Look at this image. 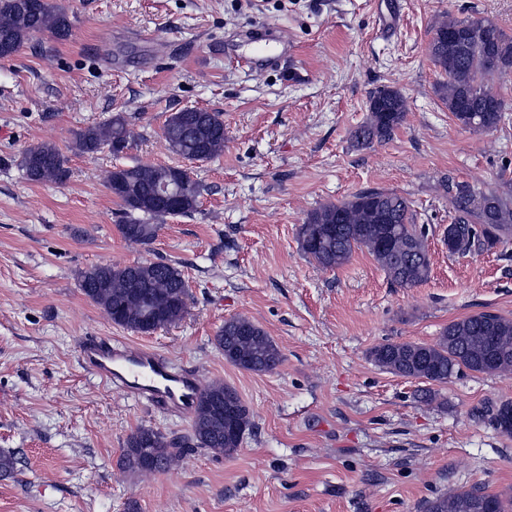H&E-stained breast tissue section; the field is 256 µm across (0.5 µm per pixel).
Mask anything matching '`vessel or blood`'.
Returning a JSON list of instances; mask_svg holds the SVG:
<instances>
[{"mask_svg":"<svg viewBox=\"0 0 512 512\" xmlns=\"http://www.w3.org/2000/svg\"><path fill=\"white\" fill-rule=\"evenodd\" d=\"M249 43V54L235 55L234 60L252 69L280 64L291 54L287 39L268 28L251 36ZM80 360L88 372L116 389L179 419L192 416L203 390L197 373L172 372L162 353L139 344L91 338L82 344Z\"/></svg>","mask_w":512,"mask_h":512,"instance_id":"b4317fda","label":"vessel or blood"}]
</instances>
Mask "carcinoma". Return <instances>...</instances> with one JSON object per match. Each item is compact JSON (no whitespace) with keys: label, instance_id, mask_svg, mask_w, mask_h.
Instances as JSON below:
<instances>
[{"label":"carcinoma","instance_id":"1","mask_svg":"<svg viewBox=\"0 0 512 512\" xmlns=\"http://www.w3.org/2000/svg\"><path fill=\"white\" fill-rule=\"evenodd\" d=\"M48 33L57 39L70 35L66 9L57 0H0V58H7L34 36ZM433 65L445 75L438 93L456 122L473 131L495 129L502 119L504 100L489 84H478L475 74L489 79L512 73V38L487 18L447 16L434 29L428 46ZM406 99L397 89L382 85L369 92L367 122L354 133L357 145L384 142L403 123ZM133 137L128 118L118 113L104 123L77 134V147L93 155L108 147L117 153ZM168 150L189 162L206 161L224 152V120L218 112H174L163 128ZM26 179L36 183H63L69 177L67 159L54 146L29 149L20 161ZM176 190L172 205L156 202L159 187ZM107 185L124 207L125 220L117 225L129 244L148 245L160 222L168 216L196 211L202 186L188 169L136 164L115 167ZM452 210L448 224V253L466 256L490 250L512 236V189L484 191L467 182L446 185ZM303 252L325 269L348 263L353 252L368 250L390 281L411 288L428 279L430 261L425 233L417 227L411 202L396 193L366 190L350 198L319 206L301 225ZM83 295L115 325L150 334L172 326L185 315L188 286L182 271L165 262L123 267L97 264L81 273ZM224 360L239 369L263 373L276 369L283 355L263 328L245 316L224 321L215 336ZM371 357L380 368L407 378L445 382L463 368L482 374L512 373V319L485 311L451 321L433 345L386 343ZM499 430L512 436V402L495 414ZM252 426V413L236 389L222 382L205 386L191 421V432L178 439L141 427L122 449V466L145 476L167 469L186 447L205 448L232 456ZM512 512V499L481 488L461 490L427 501L425 512Z\"/></svg>","mask_w":512,"mask_h":512}]
</instances>
